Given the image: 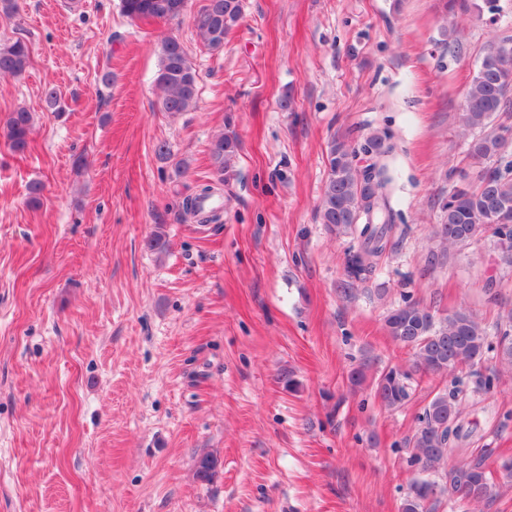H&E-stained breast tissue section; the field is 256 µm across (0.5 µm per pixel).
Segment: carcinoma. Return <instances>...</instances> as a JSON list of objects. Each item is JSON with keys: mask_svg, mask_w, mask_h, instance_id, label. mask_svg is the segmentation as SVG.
<instances>
[{"mask_svg": "<svg viewBox=\"0 0 512 512\" xmlns=\"http://www.w3.org/2000/svg\"><path fill=\"white\" fill-rule=\"evenodd\" d=\"M186 0H121L122 13L132 20H171L185 10ZM243 17V0H205L197 21V35L213 52L224 43ZM31 50L22 39L0 40V77L22 75L28 67ZM156 82L161 92V108L170 114L194 108L198 98L195 69L178 39L167 38L162 46L161 65ZM512 108V57L504 59L484 54L480 67L468 85L459 120L466 131L479 135L468 144L467 157L483 165L475 182L452 186L442 200L440 223L433 231L435 247L428 250L426 263L436 268L449 258V249L464 245L480 232L489 231L501 254L512 259V152L507 139L488 130L498 112ZM233 119L225 120V131L211 143L210 166L214 184L207 185L194 197H186L182 210L197 220L210 221L204 202L214 186L229 182L239 151V140L232 128ZM33 114L24 108L9 113L0 122V136L15 153H24L30 145ZM387 153L379 137L360 146L344 141L333 142L329 153V173L319 202L322 223L336 237L352 236L358 248L348 254L346 279L338 288L348 297L355 285L376 270V258L387 246L390 226L387 176L381 157ZM155 252L167 250L164 225L145 240ZM383 328L396 343L412 351V365L425 373L444 376L471 371L491 358L504 370L512 372V309L501 314L495 332L471 311L459 308L439 317L421 300L410 295L384 318ZM411 373L395 365L374 377L376 397L389 409H401L410 399ZM466 393L438 391L417 415V427L406 444L408 466L435 473L441 481L417 478L409 485L401 512H438L440 496H457L467 506L489 507L502 486L512 483V462L494 469L484 452L470 461L449 462L462 437V400ZM217 459L202 453L195 459L197 477L209 481L215 475Z\"/></svg>", "mask_w": 512, "mask_h": 512, "instance_id": "carcinoma-1", "label": "carcinoma"}]
</instances>
